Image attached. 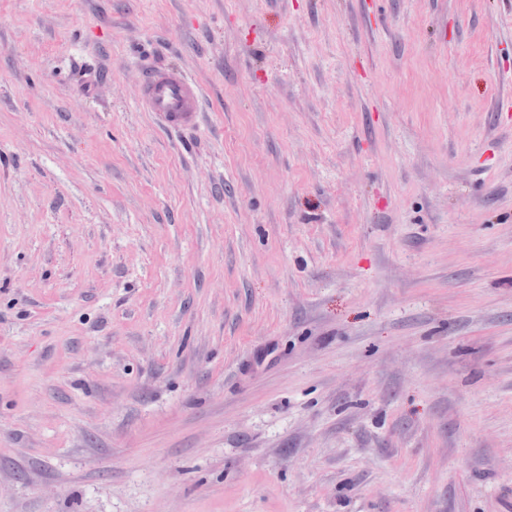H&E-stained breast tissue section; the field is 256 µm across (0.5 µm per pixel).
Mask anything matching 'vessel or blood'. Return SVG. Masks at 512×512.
I'll list each match as a JSON object with an SVG mask.
<instances>
[{"mask_svg": "<svg viewBox=\"0 0 512 512\" xmlns=\"http://www.w3.org/2000/svg\"><path fill=\"white\" fill-rule=\"evenodd\" d=\"M201 98L200 87L174 69L154 68L146 74L142 83L143 108L170 127H198L202 112Z\"/></svg>", "mask_w": 512, "mask_h": 512, "instance_id": "obj_1", "label": "vessel or blood"}]
</instances>
